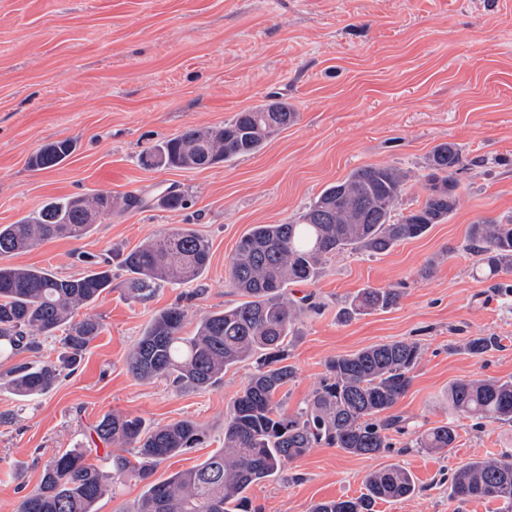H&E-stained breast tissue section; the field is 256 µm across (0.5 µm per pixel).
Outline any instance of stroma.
I'll use <instances>...</instances> for the list:
<instances>
[{
    "mask_svg": "<svg viewBox=\"0 0 512 512\" xmlns=\"http://www.w3.org/2000/svg\"><path fill=\"white\" fill-rule=\"evenodd\" d=\"M272 93L299 118L257 154L199 170L139 165L157 141L190 126H223ZM62 139L76 146L69 159L30 167L42 144ZM442 142L456 143L468 162L446 222L384 255L333 256L315 283L287 288L289 298L315 305L285 348L295 368L279 394L288 409L320 386L328 359L414 341L421 358L392 410L405 431L389 430L392 452L371 459L312 449L250 490L253 512H310L320 501L359 496L366 475L389 464L409 470L418 490L378 503L377 512H498L478 500L456 508L449 477L470 459L512 452V424L478 428L452 417L445 392L458 380L512 379V297L464 248L475 221L512 220V0H0V224L52 198L109 191L145 200L102 217L81 241L54 239L10 264L73 276L83 269L77 253L118 255L176 225L211 248L197 281L162 285L144 301L124 293V273L113 266L111 292L83 310L102 330L80 366L43 395L0 389V512H17L51 456L99 447L93 429L108 413H132L152 427L186 418L205 433L202 447L157 467L162 478L223 448L224 421L253 362L204 392L139 380L125 357L151 315L237 303L226 264L240 238L256 224L295 221L355 168L406 171L398 209L419 208L426 158ZM168 187L187 194L189 207L158 208L154 197ZM367 286L401 296L389 309L341 319L346 300ZM475 336L500 344L476 357L467 350ZM448 421L455 448L411 447L417 433Z\"/></svg>",
    "mask_w": 512,
    "mask_h": 512,
    "instance_id": "stroma-1",
    "label": "stroma"
}]
</instances>
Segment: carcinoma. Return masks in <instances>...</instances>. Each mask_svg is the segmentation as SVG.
Wrapping results in <instances>:
<instances>
[{"mask_svg":"<svg viewBox=\"0 0 512 512\" xmlns=\"http://www.w3.org/2000/svg\"><path fill=\"white\" fill-rule=\"evenodd\" d=\"M298 119L288 101L275 96L237 113L218 128L188 127L145 150L140 164L150 169H206L259 152L277 131ZM72 141L42 145L30 158L36 169H50L73 152ZM427 196L420 208L397 216L408 175L391 166H365L327 185L297 220L256 224L237 243L228 260L231 286L239 303L196 318L191 335L182 330L188 312L174 306L155 312L126 356L129 372L140 380L162 377L182 389L207 391L238 364L263 360L233 400L224 421V447L203 462L165 479L155 477L163 461L196 448L202 432L190 419L155 428L142 418L107 414L94 426L100 442L114 448L97 463L87 450L74 448L43 465L37 487L18 512H97L110 490L135 480L143 484L132 512H249L248 490L279 474L315 447L337 448L364 458L390 451L387 431H404L389 411L409 390L420 357L417 343L372 345L326 363V374L304 405L290 412L276 395L294 377L282 347L294 335L305 301L288 298V285L312 284L332 256L346 251L382 255L397 244L425 235L448 220L458 205L459 175L466 169L454 143H441L428 156ZM157 204L171 210L187 205L184 193L167 188ZM138 196L110 193L53 199L25 220L0 224V258L56 238L81 240L96 219L122 204L138 207ZM465 249L481 256L486 276L512 271V222L482 219L470 225ZM209 243L193 229L174 226L123 255L125 291L143 300L165 283L196 281L210 263ZM86 270L59 277L33 266H0V352L40 348L39 337L61 331L55 361L18 364L5 373L4 387L18 397L50 391L66 370L79 365L100 333L94 318L79 311L112 291V258L78 255ZM396 288L366 287L345 302L351 319L397 304ZM499 344L496 336H475L468 350L483 355ZM448 407L477 423H512V380H459L448 385ZM454 422L431 427L411 440L412 448L455 447ZM134 450V459L124 455ZM360 496L314 504L310 512H376L378 502H394L417 490L410 471L391 464L370 472ZM454 502H501L512 507V454L472 459L453 473Z\"/></svg>","mask_w":512,"mask_h":512,"instance_id":"1","label":"carcinoma"}]
</instances>
